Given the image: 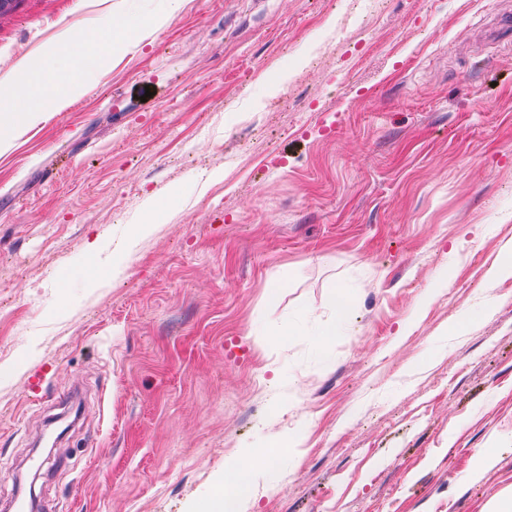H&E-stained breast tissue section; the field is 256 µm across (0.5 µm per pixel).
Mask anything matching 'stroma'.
<instances>
[{
    "mask_svg": "<svg viewBox=\"0 0 512 512\" xmlns=\"http://www.w3.org/2000/svg\"><path fill=\"white\" fill-rule=\"evenodd\" d=\"M165 5L15 0L0 81ZM70 73L0 149V512H197L273 436L242 512L512 498V0H182Z\"/></svg>",
    "mask_w": 512,
    "mask_h": 512,
    "instance_id": "1",
    "label": "stroma"
}]
</instances>
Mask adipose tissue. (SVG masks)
I'll list each match as a JSON object with an SVG mask.
<instances>
[{
  "instance_id": "ef3b65f1",
  "label": "adipose tissue",
  "mask_w": 512,
  "mask_h": 512,
  "mask_svg": "<svg viewBox=\"0 0 512 512\" xmlns=\"http://www.w3.org/2000/svg\"><path fill=\"white\" fill-rule=\"evenodd\" d=\"M117 24L115 18L105 19L92 38L78 28L67 31L63 40L46 45L22 64L14 83H0V148L9 143L16 130L38 121L43 113L61 111L68 101L82 94L81 79L60 76L59 65L77 44L94 62H108L123 48L122 42L112 37ZM269 460V455H256L225 473L207 502V512H240L242 500L251 491L250 475L267 467Z\"/></svg>"
}]
</instances>
